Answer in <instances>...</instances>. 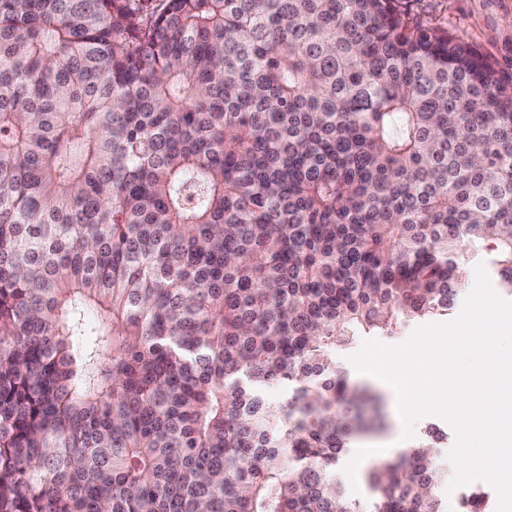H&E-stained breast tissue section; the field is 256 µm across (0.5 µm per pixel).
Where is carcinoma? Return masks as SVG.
<instances>
[{"mask_svg": "<svg viewBox=\"0 0 512 512\" xmlns=\"http://www.w3.org/2000/svg\"><path fill=\"white\" fill-rule=\"evenodd\" d=\"M489 255L512 78L404 0H0V512H447L434 427L347 496L335 355Z\"/></svg>", "mask_w": 512, "mask_h": 512, "instance_id": "cac0c4a2", "label": "carcinoma"}]
</instances>
